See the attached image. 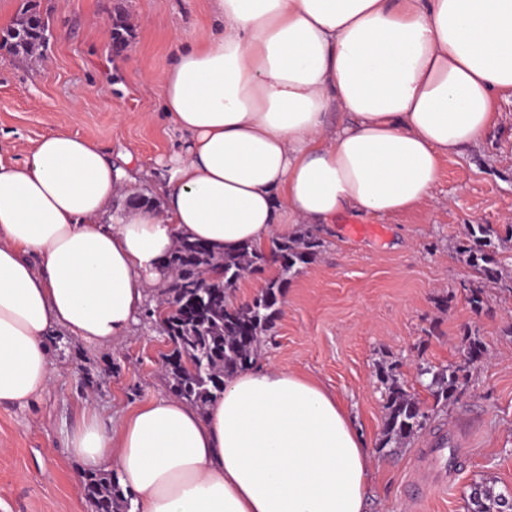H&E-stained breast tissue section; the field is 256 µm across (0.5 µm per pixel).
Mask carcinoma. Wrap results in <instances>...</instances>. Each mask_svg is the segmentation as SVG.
Segmentation results:
<instances>
[{
	"label": "carcinoma",
	"instance_id": "obj_1",
	"mask_svg": "<svg viewBox=\"0 0 512 512\" xmlns=\"http://www.w3.org/2000/svg\"><path fill=\"white\" fill-rule=\"evenodd\" d=\"M21 8L14 24L3 34V45L15 55L34 56L46 42L47 25L30 6ZM512 240V225L505 233L489 224H470L456 254L472 271L469 303L479 310L486 304L485 288L504 278L499 250ZM323 247L319 230L302 229L292 237H276L268 248L246 244L234 251L217 250L202 242L182 239L165 257L172 277L164 291L163 318L156 310L147 316L167 336L172 349L163 355L162 365L171 389L186 403L205 410L224 394V379L250 367L257 350L258 336L273 328L277 296L288 276L312 262ZM267 267L276 269L260 293L242 305H234L230 295L242 276ZM463 351L468 363L480 361L486 347L477 334L465 333ZM398 364L379 366L376 376L386 393L385 419L378 451L400 448L420 433L428 416L418 398L397 378ZM431 376L428 389L436 402L447 404L456 398L467 381V366L431 367L422 370ZM84 496L94 512H123L128 503L119 484L104 473L91 472L82 483ZM469 512H512L502 493L476 484L469 494Z\"/></svg>",
	"mask_w": 512,
	"mask_h": 512
}]
</instances>
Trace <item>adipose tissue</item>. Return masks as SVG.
Masks as SVG:
<instances>
[{"label":"adipose tissue","instance_id":"obj_1","mask_svg":"<svg viewBox=\"0 0 512 512\" xmlns=\"http://www.w3.org/2000/svg\"><path fill=\"white\" fill-rule=\"evenodd\" d=\"M217 33L158 78L183 136L163 209L113 210L131 155L56 130L0 156V405L49 386L45 339L126 338L166 286L182 238L263 247L342 213L394 216L431 198L444 158L478 144L512 92V0H208ZM110 464L135 512H365L371 458L340 397L255 365L206 413L154 396L68 436Z\"/></svg>","mask_w":512,"mask_h":512}]
</instances>
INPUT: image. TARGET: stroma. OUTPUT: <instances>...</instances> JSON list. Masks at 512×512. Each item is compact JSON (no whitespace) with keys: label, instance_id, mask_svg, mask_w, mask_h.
I'll return each mask as SVG.
<instances>
[{"label":"stroma","instance_id":"1","mask_svg":"<svg viewBox=\"0 0 512 512\" xmlns=\"http://www.w3.org/2000/svg\"><path fill=\"white\" fill-rule=\"evenodd\" d=\"M51 34L40 55L0 49V150L27 158L55 129L130 152L146 175L138 194L154 197L167 176L161 161L183 146L161 110L153 76L172 63L178 40L212 33L207 0H36ZM129 28L115 50V18ZM483 141L447 157L434 195L417 210L372 218V233L347 230L353 214L321 228L324 247L293 276L258 360L320 382L339 394L368 441L372 494L367 512H466L472 485L512 492V293L487 288L474 311L471 270L457 257L467 225L512 224V96L494 102ZM487 346L455 401L437 405L422 367L463 362L464 329ZM47 344L57 370L49 388L23 408L0 406V512H93L85 471L67 436L88 409L102 419L143 400L170 396L161 370L169 344L149 320L126 340L90 347L64 331ZM393 361L407 389L430 414L426 430L394 452L378 451L384 388L375 371ZM447 436L458 458L446 489L431 484L429 455Z\"/></svg>","mask_w":512,"mask_h":512}]
</instances>
